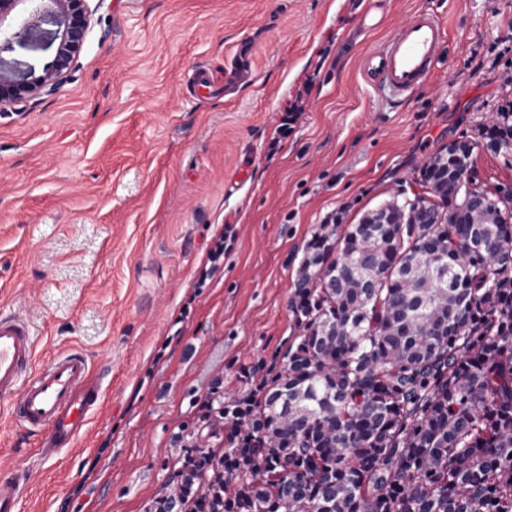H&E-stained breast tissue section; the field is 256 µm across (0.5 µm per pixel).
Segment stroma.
Returning <instances> with one entry per match:
<instances>
[{
    "label": "stroma",
    "mask_w": 512,
    "mask_h": 512,
    "mask_svg": "<svg viewBox=\"0 0 512 512\" xmlns=\"http://www.w3.org/2000/svg\"><path fill=\"white\" fill-rule=\"evenodd\" d=\"M363 4L92 0L68 79L0 107V314L31 317L39 360L74 348L105 377L55 458L0 413V466L34 471L21 512H147L209 394H250L286 350L318 225L357 223L512 109V0H385L370 32ZM425 7L447 30L440 59L391 103L358 58ZM54 32L11 21L0 78L39 75ZM243 47L252 79L195 98L197 68L223 76Z\"/></svg>",
    "instance_id": "35a3bbf8"
}]
</instances>
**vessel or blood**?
<instances>
[{"label": "vessel or blood", "mask_w": 512, "mask_h": 512, "mask_svg": "<svg viewBox=\"0 0 512 512\" xmlns=\"http://www.w3.org/2000/svg\"><path fill=\"white\" fill-rule=\"evenodd\" d=\"M446 39V29L430 9L411 12L382 43L359 57L362 77L387 87L394 100L410 95L427 81ZM36 343L29 319L0 316V401L22 429L40 435L39 453L50 459L84 432L90 415L102 404L103 379L79 350L57 353L35 364ZM31 470L0 468V512H19Z\"/></svg>", "instance_id": "obj_1"}]
</instances>
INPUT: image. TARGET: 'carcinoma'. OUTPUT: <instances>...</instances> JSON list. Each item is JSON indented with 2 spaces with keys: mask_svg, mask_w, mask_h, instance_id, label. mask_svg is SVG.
I'll return each instance as SVG.
<instances>
[{
  "mask_svg": "<svg viewBox=\"0 0 512 512\" xmlns=\"http://www.w3.org/2000/svg\"><path fill=\"white\" fill-rule=\"evenodd\" d=\"M484 147L512 155V111L424 162L426 196L320 225L287 350L207 397L148 512H512V201L453 209Z\"/></svg>",
  "mask_w": 512,
  "mask_h": 512,
  "instance_id": "carcinoma-1",
  "label": "carcinoma"
}]
</instances>
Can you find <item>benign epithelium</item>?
<instances>
[{
  "label": "benign epithelium",
  "instance_id": "benign-epithelium-1",
  "mask_svg": "<svg viewBox=\"0 0 512 512\" xmlns=\"http://www.w3.org/2000/svg\"><path fill=\"white\" fill-rule=\"evenodd\" d=\"M91 0H0V37L7 34L6 22L24 7L25 19L43 16L52 18L56 25L57 47L53 59L42 73L26 83L0 79V105L33 98L43 90L53 89L64 82L74 68L91 29L93 10Z\"/></svg>",
  "mask_w": 512,
  "mask_h": 512
}]
</instances>
